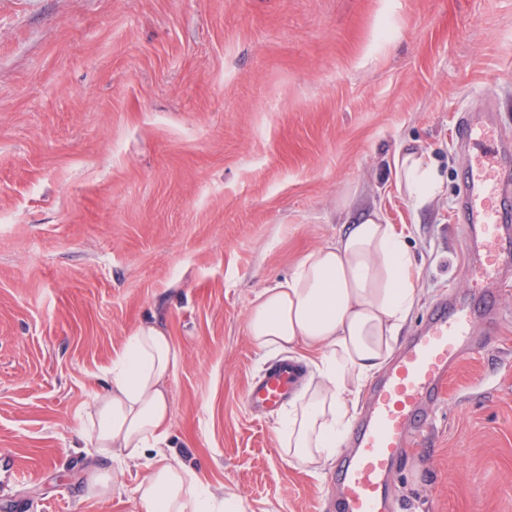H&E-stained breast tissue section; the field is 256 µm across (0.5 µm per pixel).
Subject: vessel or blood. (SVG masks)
I'll list each match as a JSON object with an SVG mask.
<instances>
[{
	"instance_id": "vessel-or-blood-1",
	"label": "vessel or blood",
	"mask_w": 512,
	"mask_h": 512,
	"mask_svg": "<svg viewBox=\"0 0 512 512\" xmlns=\"http://www.w3.org/2000/svg\"><path fill=\"white\" fill-rule=\"evenodd\" d=\"M495 110L490 102L483 115L466 113L454 131L466 170L457 219L466 227V249L476 257L464 266L463 275L482 295L481 317L488 320L497 312L498 293L512 261V183L505 178L511 159ZM476 319L455 299H441L374 386L336 476L341 512H387L394 473L412 438L440 407L451 369L467 357ZM298 377L292 362L272 366L246 390L250 411L257 416L274 411Z\"/></svg>"
}]
</instances>
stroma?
<instances>
[{
  "label": "stroma",
  "mask_w": 512,
  "mask_h": 512,
  "mask_svg": "<svg viewBox=\"0 0 512 512\" xmlns=\"http://www.w3.org/2000/svg\"><path fill=\"white\" fill-rule=\"evenodd\" d=\"M494 91L512 143V0H0V512H139L140 469L77 437L132 329L172 337L177 462L246 512H330L332 468L244 395L275 360L257 291L377 208L418 300L476 303L456 222L461 113ZM405 148L441 179L417 207ZM481 321L396 512H512V285ZM120 471L88 494L89 468Z\"/></svg>",
  "instance_id": "stroma-1"
}]
</instances>
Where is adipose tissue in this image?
<instances>
[{
  "instance_id": "1",
  "label": "adipose tissue",
  "mask_w": 512,
  "mask_h": 512,
  "mask_svg": "<svg viewBox=\"0 0 512 512\" xmlns=\"http://www.w3.org/2000/svg\"><path fill=\"white\" fill-rule=\"evenodd\" d=\"M394 168L414 205L439 192L438 173L424 154L397 153ZM416 280L405 232L373 209L256 294L246 324L251 344L268 353H312L310 377L279 427L283 447L300 464L322 469L341 448L362 386L389 362L415 308ZM177 365L172 337L140 323L82 416L81 435L99 455L144 463L135 487L140 512H245L241 497L216 495L169 455V386Z\"/></svg>"
}]
</instances>
